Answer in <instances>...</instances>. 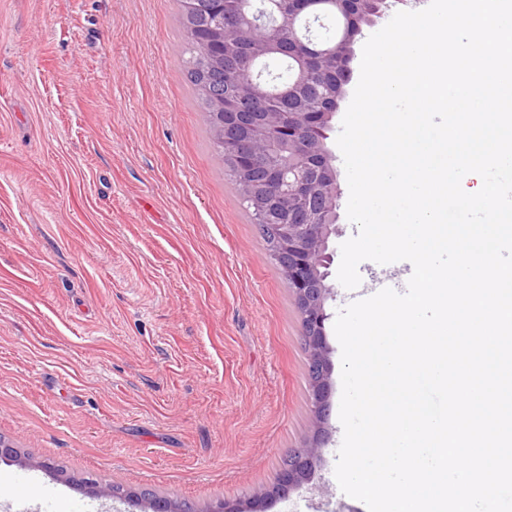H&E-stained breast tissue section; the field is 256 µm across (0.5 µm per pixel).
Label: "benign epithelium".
Wrapping results in <instances>:
<instances>
[{"instance_id": "benign-epithelium-1", "label": "benign epithelium", "mask_w": 512, "mask_h": 512, "mask_svg": "<svg viewBox=\"0 0 512 512\" xmlns=\"http://www.w3.org/2000/svg\"><path fill=\"white\" fill-rule=\"evenodd\" d=\"M213 118L219 126L224 146H238V130L245 120L240 112L224 111V99L216 102ZM330 112H301L299 124L284 127L277 112H254L251 117L261 127L248 143L250 171L260 169L263 178H251L252 198L267 217L261 228L274 239L279 272L288 282L298 304L302 340L308 348L307 374L311 386L313 416L317 437L307 448L285 455L279 480L268 490V497H284L309 480L321 453V436L330 394L331 363L326 342V303L333 294L329 284V241L336 233L339 220L340 188L335 172L322 178L332 157H324L323 144L316 133L330 119ZM288 129V146L296 151L297 161L290 165L282 158L269 159L274 150L264 138V129ZM294 208L299 214L296 224H277L276 205Z\"/></svg>"}]
</instances>
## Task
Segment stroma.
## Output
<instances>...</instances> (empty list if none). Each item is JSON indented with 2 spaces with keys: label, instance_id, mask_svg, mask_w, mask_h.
I'll return each instance as SVG.
<instances>
[{
  "label": "stroma",
  "instance_id": "obj_1",
  "mask_svg": "<svg viewBox=\"0 0 512 512\" xmlns=\"http://www.w3.org/2000/svg\"><path fill=\"white\" fill-rule=\"evenodd\" d=\"M176 0H0V512L261 499L314 428L292 294L209 140ZM329 316L405 291L361 262ZM310 481L262 512H352L341 347Z\"/></svg>",
  "mask_w": 512,
  "mask_h": 512
}]
</instances>
